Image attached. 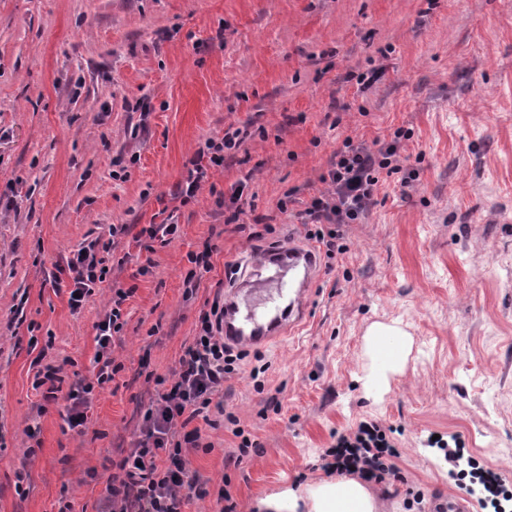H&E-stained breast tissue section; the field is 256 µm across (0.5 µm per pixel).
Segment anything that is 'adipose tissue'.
<instances>
[{
	"label": "adipose tissue",
	"mask_w": 512,
	"mask_h": 512,
	"mask_svg": "<svg viewBox=\"0 0 512 512\" xmlns=\"http://www.w3.org/2000/svg\"><path fill=\"white\" fill-rule=\"evenodd\" d=\"M365 347L371 361L365 386L377 396L387 387L389 374L405 364L410 339L397 326L376 322L365 331ZM255 512H386V505L357 479L339 476L268 495L258 501Z\"/></svg>",
	"instance_id": "1"
}]
</instances>
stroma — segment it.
<instances>
[{"mask_svg":"<svg viewBox=\"0 0 512 512\" xmlns=\"http://www.w3.org/2000/svg\"><path fill=\"white\" fill-rule=\"evenodd\" d=\"M372 68L379 80L360 83ZM230 128L240 148L182 201L188 160ZM399 128L401 169L380 172L369 215L322 259L305 323L247 350L223 409L192 420L210 494L185 512H221V487L249 512L325 476L336 434L370 420L395 430L398 476L371 489L396 512L464 494L433 434L512 475V0H0V512H107L112 462L227 264L305 241L342 141ZM238 189L250 233L227 222ZM149 224L180 233L137 241ZM97 238L114 241L108 274L71 308L52 279ZM208 245L211 268L186 296L188 256ZM116 288L131 292L112 347L123 369L73 428L35 375L93 380ZM395 321L411 351L378 401L363 334Z\"/></svg>","mask_w":512,"mask_h":512,"instance_id":"stroma-1","label":"stroma"}]
</instances>
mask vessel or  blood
Masks as SVG:
<instances>
[{"mask_svg":"<svg viewBox=\"0 0 512 512\" xmlns=\"http://www.w3.org/2000/svg\"><path fill=\"white\" fill-rule=\"evenodd\" d=\"M319 274L316 251L292 241L239 256L224 289L225 344L265 347L294 333L308 317L307 296Z\"/></svg>","mask_w":512,"mask_h":512,"instance_id":"b4317fda","label":"vessel or blood"}]
</instances>
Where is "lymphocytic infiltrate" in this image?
Wrapping results in <instances>:
<instances>
[{"instance_id": "lymphocytic-infiltrate-1", "label": "lymphocytic infiltrate", "mask_w": 512, "mask_h": 512, "mask_svg": "<svg viewBox=\"0 0 512 512\" xmlns=\"http://www.w3.org/2000/svg\"><path fill=\"white\" fill-rule=\"evenodd\" d=\"M409 133L396 129L390 141L373 148L345 139L336 152L324 181L329 188L314 197L307 210L314 225L309 239L322 244L327 255L341 251L343 228L365 217L374 203L377 170L398 162L404 140ZM237 145L236 133H225L222 141L206 139L190 161L188 176L179 188L183 199L195 197L209 167L223 164L224 150ZM100 261L94 245L80 248L67 261L73 282L71 307H78L83 295L98 280ZM127 291L115 290L112 307L97 324L98 366L95 382H76L66 391L70 403L69 424L84 425L86 410L95 384L113 381L121 370L112 357V340L123 328L121 306ZM242 359L241 353L224 345V306L213 302L199 316L197 333L179 358V370L173 382L156 378V398L143 415L140 434L133 448L118 464L123 477L112 488L111 512H183L185 501L207 496L191 468L185 445H197L199 431L180 434V427L195 418L207 417L213 400L223 398L224 380L234 374ZM330 469L340 474H356L366 480H384L394 475L398 450L386 428L375 421L360 423L350 433H340L331 448ZM451 463L466 461L480 486L479 503L483 512H512V491L508 490L499 472L480 465L475 457H463L460 450L448 452Z\"/></svg>"}]
</instances>
